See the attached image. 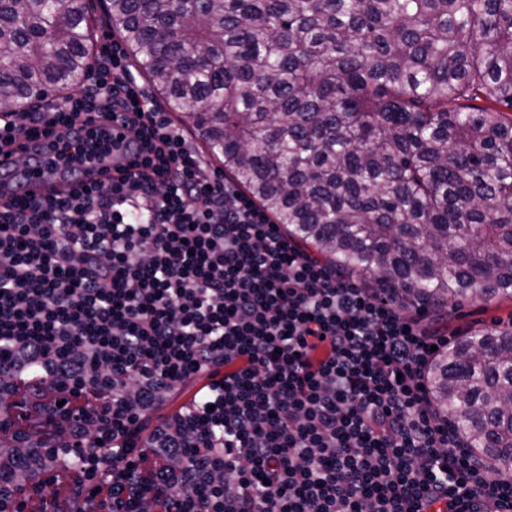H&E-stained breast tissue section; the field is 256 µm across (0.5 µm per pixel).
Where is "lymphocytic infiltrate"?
Wrapping results in <instances>:
<instances>
[{
	"mask_svg": "<svg viewBox=\"0 0 512 512\" xmlns=\"http://www.w3.org/2000/svg\"><path fill=\"white\" fill-rule=\"evenodd\" d=\"M90 72L0 111V153L49 133L76 182L0 206V499L512 512V478L434 414L423 375L445 340L428 306L406 312L289 240L188 146L120 42Z\"/></svg>",
	"mask_w": 512,
	"mask_h": 512,
	"instance_id": "1",
	"label": "lymphocytic infiltrate"
}]
</instances>
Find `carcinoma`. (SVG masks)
<instances>
[{
    "label": "carcinoma",
    "mask_w": 512,
    "mask_h": 512,
    "mask_svg": "<svg viewBox=\"0 0 512 512\" xmlns=\"http://www.w3.org/2000/svg\"><path fill=\"white\" fill-rule=\"evenodd\" d=\"M203 146L294 241L444 316L512 298V0H108ZM87 0H0V104L77 86ZM438 419L512 472V324L425 371Z\"/></svg>",
    "instance_id": "cac0c4a2"
}]
</instances>
